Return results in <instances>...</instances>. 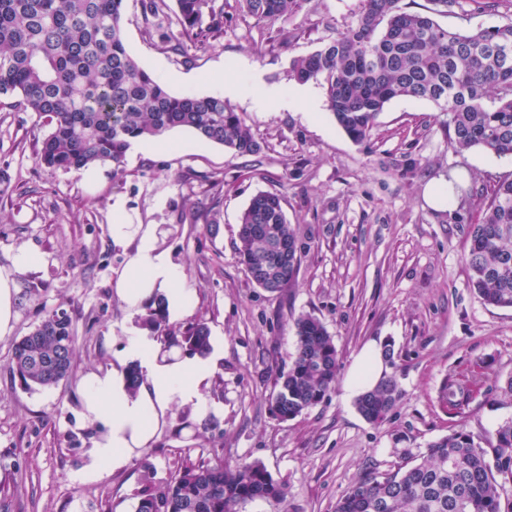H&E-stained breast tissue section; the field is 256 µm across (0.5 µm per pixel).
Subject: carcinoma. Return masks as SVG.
Listing matches in <instances>:
<instances>
[{"mask_svg":"<svg viewBox=\"0 0 512 512\" xmlns=\"http://www.w3.org/2000/svg\"><path fill=\"white\" fill-rule=\"evenodd\" d=\"M125 0H0V98L33 112L49 127L36 152L46 169L81 170L112 164L124 175L133 140L185 127L201 140L239 156L263 146L222 95H175L127 52ZM182 32L217 36L203 26L216 16L215 0H175ZM258 24L288 18L297 0H236ZM401 0H362L356 21L324 47L292 63L290 77L318 82L336 124L355 142L367 139L386 104L399 97L428 100L448 113V147L457 154L482 147L512 157V19L476 31L439 25L431 12L409 11ZM146 24L168 9L167 0H141ZM470 225L465 264L470 287L484 303L512 309V173L483 193ZM238 258L251 281L267 291L287 287L298 274L301 246L277 194L255 195L240 216ZM167 348L194 354L210 350L198 321L175 334L164 301L139 317ZM296 350L275 382L272 412L292 420L334 388L338 353L333 336L311 316L294 320ZM76 336L70 316L54 311L15 345L10 371L23 385L52 388L69 377ZM472 385L444 381L439 402L459 413ZM401 396L384 378L356 399L358 412L382 423ZM486 449L463 429L431 442L419 461L355 480L335 512H512V419L500 423ZM287 502L284 482L260 462L227 466L220 458L181 468L161 490L145 483L136 512H241L255 500Z\"/></svg>","mask_w":512,"mask_h":512,"instance_id":"obj_1","label":"carcinoma"}]
</instances>
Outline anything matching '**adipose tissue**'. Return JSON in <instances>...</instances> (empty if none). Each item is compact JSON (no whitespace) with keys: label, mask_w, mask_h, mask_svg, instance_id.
<instances>
[{"label":"adipose tissue","mask_w":512,"mask_h":512,"mask_svg":"<svg viewBox=\"0 0 512 512\" xmlns=\"http://www.w3.org/2000/svg\"><path fill=\"white\" fill-rule=\"evenodd\" d=\"M110 234L113 242L135 247L114 281V291L131 316L144 314L146 306L158 296L166 299L172 319L193 314L195 295L184 288L179 267L158 247L156 225L131 224L120 213ZM43 262L39 252L21 248L14 253L10 270H0V338L11 335L18 317L17 275ZM133 364L143 374L134 392L127 381ZM218 369L216 356L169 350L153 336L129 331L111 365L87 373L79 382L81 418L98 432L92 438L86 464L77 473L78 480L94 482L105 473L125 469L135 456L154 444L167 424L172 404L190 405L198 413H206L209 406L202 388ZM387 372L382 345L370 342L355 356L344 390L351 396L361 395L373 389Z\"/></svg>","instance_id":"adipose-tissue-1"}]
</instances>
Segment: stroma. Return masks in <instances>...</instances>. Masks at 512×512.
Returning <instances> with one entry per match:
<instances>
[{"label":"stroma","mask_w":512,"mask_h":512,"mask_svg":"<svg viewBox=\"0 0 512 512\" xmlns=\"http://www.w3.org/2000/svg\"><path fill=\"white\" fill-rule=\"evenodd\" d=\"M223 5L222 32L205 44L186 39L171 52L167 35L181 36L174 18L147 25L140 0H125L128 53L171 93L218 95L219 81L260 74L288 90L293 60L322 48L355 22L361 0H300L281 40L278 25H256ZM512 6L477 10L473 0L438 16L467 32L506 22ZM290 110L256 106L246 96L231 107L263 144L241 157L200 141L188 128L166 132L153 153L127 150L125 176L99 165L93 181L81 172L40 167L35 151L47 127L31 112L0 101V268L21 247L44 263L17 275L18 319L0 339V512H135L144 478L163 487L185 463L258 461L285 482L288 512H334L355 479L387 473L437 438L465 429L489 446L497 425L512 418V310L485 304L469 286L463 255L477 218L481 188L512 172V159L475 147L455 154L448 117L429 101L396 98L371 135L353 142L327 109L325 92ZM454 180L468 193L434 209L432 185ZM273 192L302 245L296 280L276 293L251 282L237 257L239 217L253 195ZM131 223L158 227L159 244L196 296L194 319L206 323L221 356L223 400L209 413L173 404L155 444L127 468L82 483L75 475L91 446L77 384L108 365L129 327L114 293L113 272L130 247L115 244L117 208ZM207 212L211 223L185 216ZM54 310L68 312L76 333L73 372L50 389H29L10 373L15 343ZM319 318L346 375L367 342L391 349L389 373L402 396L378 425L358 412L342 385L288 421L270 409L274 380L295 353L293 321ZM475 376L478 388L462 413L437 401L448 375Z\"/></svg>","instance_id":"obj_1"}]
</instances>
